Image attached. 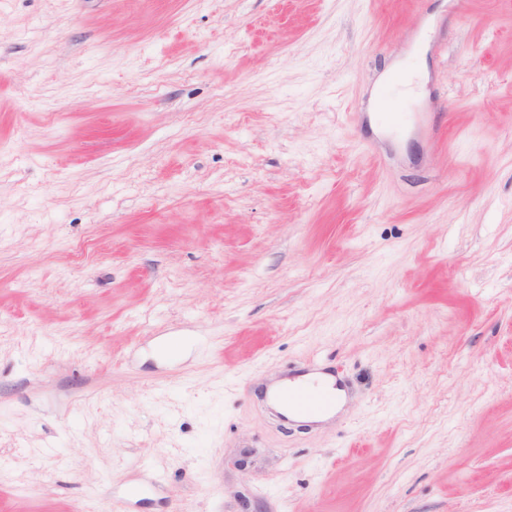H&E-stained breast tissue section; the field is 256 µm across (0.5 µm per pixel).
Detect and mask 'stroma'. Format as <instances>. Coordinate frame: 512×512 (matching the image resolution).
Wrapping results in <instances>:
<instances>
[{
  "label": "stroma",
  "instance_id": "obj_1",
  "mask_svg": "<svg viewBox=\"0 0 512 512\" xmlns=\"http://www.w3.org/2000/svg\"><path fill=\"white\" fill-rule=\"evenodd\" d=\"M0 512H512V0H0ZM323 377L332 382V379L326 375L314 374L310 384L314 382L320 383ZM287 383L288 381L281 382L270 387V398L274 401L277 400L275 392ZM310 384L298 385L296 387L286 385L277 392V398L287 407L289 406L302 413H316L333 407L335 404L334 397L318 384L314 387H311Z\"/></svg>",
  "mask_w": 512,
  "mask_h": 512
}]
</instances>
